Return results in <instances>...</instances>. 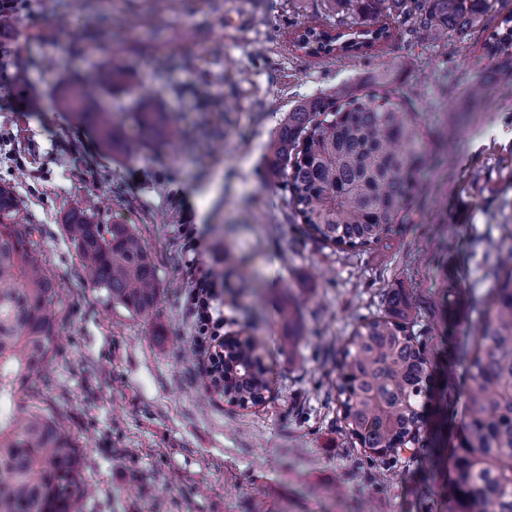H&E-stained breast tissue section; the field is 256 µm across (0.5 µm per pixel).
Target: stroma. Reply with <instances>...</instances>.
<instances>
[{"instance_id":"35a3bbf8","label":"stroma","mask_w":512,"mask_h":512,"mask_svg":"<svg viewBox=\"0 0 512 512\" xmlns=\"http://www.w3.org/2000/svg\"><path fill=\"white\" fill-rule=\"evenodd\" d=\"M323 9L322 0H29L0 31L20 77L0 88V183L25 201L59 288V345L10 408L39 404L78 439L82 512H448L475 309L492 261L512 254V58L481 56L484 26L443 42L408 21L371 58L287 51L288 27ZM112 59L171 113L173 146L114 159L91 127L53 106L64 78ZM476 77L491 94L468 96ZM376 85L409 97L433 161L410 223L347 254L294 224L271 143L302 99ZM90 200L102 203L101 223L130 225L149 248L160 288L151 317L88 279L63 219ZM188 223L224 278L225 333L248 331L265 347L259 405L220 397L189 354ZM289 286L306 334L295 350L275 312ZM392 291L415 304L433 383L414 449L373 462L345 432L336 379L354 328Z\"/></svg>"}]
</instances>
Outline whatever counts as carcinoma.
I'll return each instance as SVG.
<instances>
[{
    "instance_id": "1",
    "label": "carcinoma",
    "mask_w": 512,
    "mask_h": 512,
    "mask_svg": "<svg viewBox=\"0 0 512 512\" xmlns=\"http://www.w3.org/2000/svg\"><path fill=\"white\" fill-rule=\"evenodd\" d=\"M498 0H324L336 22L313 20L285 32L289 47L313 59L361 58L379 52L399 19L437 38L460 33L492 11ZM483 43L486 53L512 56V12L500 17ZM130 71L101 64L91 82L66 79L56 106L95 128L100 146L127 157L175 138L167 112L144 97L114 110L97 93L131 86ZM410 102L387 89L344 90L306 99L288 112L273 141L274 165L294 219L306 233L341 252L380 243L394 224L410 222L427 162ZM24 203L0 183V399L21 382L39 378L55 349L58 293L41 251L30 240ZM65 226L89 280L127 310L149 318L159 296L157 268L128 224H101L81 208ZM364 319L343 351L336 391L345 432L373 460L398 455L416 440L429 398L431 364L409 325L411 304L400 294ZM288 345L298 344L296 298L278 311ZM470 353L471 387L461 444L455 449L451 512H512V264L493 270L479 310ZM264 346L245 336L235 348L241 377L219 393L240 406L256 402L265 383ZM84 492L82 451L76 437L38 406L17 418L0 417V512H79Z\"/></svg>"
}]
</instances>
